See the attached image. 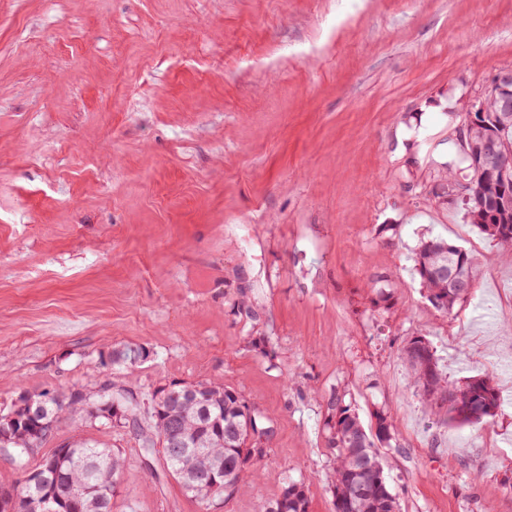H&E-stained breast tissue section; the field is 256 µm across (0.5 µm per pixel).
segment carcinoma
<instances>
[{
	"mask_svg": "<svg viewBox=\"0 0 512 512\" xmlns=\"http://www.w3.org/2000/svg\"><path fill=\"white\" fill-rule=\"evenodd\" d=\"M464 176L476 183L482 182V170L474 167L472 158L458 152L438 171L436 179L453 184ZM492 210L491 206L483 210L471 204L465 214L481 234L497 243L502 254L511 256L512 214L498 213V222L490 223L487 216ZM458 263L473 268L470 253L443 238L424 240L417 249L415 274L427 291L428 300L438 310L449 312L464 300L449 277L434 273V269L443 265ZM134 351L148 357L143 347L130 345L113 349L107 360L134 367L137 365L132 360ZM402 357L414 382L423 395L435 403L445 423H473L494 415L493 410L483 406V400L488 397L494 407L501 404L499 390L489 376H475L461 385L443 379L433 348L424 337L411 340L404 347ZM43 396L44 399L33 407L32 415L23 416L14 424L0 420V435L10 433L9 441L17 457H23V449L39 439L38 424L56 423L65 414L85 417L98 430L110 432L108 419L92 416L85 404L72 396L49 391L43 392ZM104 397L118 402L129 413L124 423L141 448L146 468L155 470L154 438L163 433L174 441H197L207 449L203 457L191 448L188 455L179 459H164L172 475L201 504L210 501L209 478L218 467L224 469V487L230 493L249 480L260 479L261 469L256 458L247 452V443L251 432L263 429L261 416L235 390L207 381L174 383L169 397L147 414L133 401L131 392L108 391ZM450 397L459 404L458 409L448 410ZM329 410L332 411L328 420V447L334 452V512H400L399 498L386 480L380 455V449L390 446L395 439L389 416L378 412L375 426L366 427L357 413L337 400L329 403ZM218 417L221 418L219 430L213 424ZM53 458L52 467L40 472L38 482L18 485L16 512H27L29 498L48 493L52 494V499L45 512H67L73 493L78 490L82 491L83 512H112L116 486L109 478L112 474L121 475L124 469L119 453L105 442L84 440L54 449ZM282 496L288 498L287 512H308L303 485L287 484Z\"/></svg>",
	"mask_w": 512,
	"mask_h": 512,
	"instance_id": "obj_1",
	"label": "carcinoma"
}]
</instances>
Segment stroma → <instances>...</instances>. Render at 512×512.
Returning <instances> with one entry per match:
<instances>
[{
  "mask_svg": "<svg viewBox=\"0 0 512 512\" xmlns=\"http://www.w3.org/2000/svg\"><path fill=\"white\" fill-rule=\"evenodd\" d=\"M505 67L512 0H0V406L206 380L273 427L260 484L205 506L111 431L112 512H262L290 480L333 512L334 396L393 418L401 512H512V260L428 192ZM432 237L476 264L449 314L413 273ZM417 336L494 377L495 416L440 422Z\"/></svg>",
  "mask_w": 512,
  "mask_h": 512,
  "instance_id": "1",
  "label": "stroma"
}]
</instances>
